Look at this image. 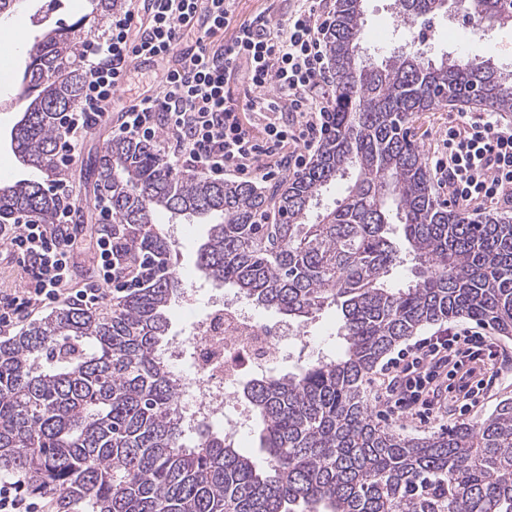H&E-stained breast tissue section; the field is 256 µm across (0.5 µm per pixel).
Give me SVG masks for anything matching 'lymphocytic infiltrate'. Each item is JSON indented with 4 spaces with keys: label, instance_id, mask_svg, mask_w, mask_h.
<instances>
[{
    "label": "lymphocytic infiltrate",
    "instance_id": "1",
    "mask_svg": "<svg viewBox=\"0 0 512 512\" xmlns=\"http://www.w3.org/2000/svg\"><path fill=\"white\" fill-rule=\"evenodd\" d=\"M321 0H297L288 17L232 25L235 0H149L144 11L113 12L106 37L86 45L87 80L78 107L63 113L55 156L69 165L86 125L109 113L114 90L129 85L133 57L151 54L162 73L152 92H142L120 111L112 135L151 144L173 174L216 179L233 172L274 178L306 165L305 149L332 129L331 103L311 91L328 82L323 36L329 20ZM231 29L225 43L211 38ZM195 51L177 54L187 39ZM434 170L451 201L512 207V127L490 113H457L434 153ZM56 221L42 224L26 214L0 225V244L27 275L24 287L0 298V328H13L54 304L69 300L95 306L112 293L136 287L112 224V206L98 196L103 230L96 241L94 281L71 285L77 227L67 184H56ZM512 357L471 328L445 327L401 349L382 368L377 400L386 415L425 422L438 418L448 399L469 412L482 402Z\"/></svg>",
    "mask_w": 512,
    "mask_h": 512
}]
</instances>
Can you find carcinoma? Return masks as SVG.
<instances>
[{
    "instance_id": "cac0c4a2",
    "label": "carcinoma",
    "mask_w": 512,
    "mask_h": 512,
    "mask_svg": "<svg viewBox=\"0 0 512 512\" xmlns=\"http://www.w3.org/2000/svg\"><path fill=\"white\" fill-rule=\"evenodd\" d=\"M364 2L336 0L324 38L332 131L285 188L177 176L153 147L125 139L95 159L128 250L163 262L113 305L68 304L0 341V473L23 477L56 512H512V399L481 423L406 438L374 419L364 390L382 357L428 325L466 318L512 335V222L439 203L406 127L448 106L512 112V74L417 49L371 62ZM466 2L479 21L512 25V0ZM120 6L91 0L92 24ZM396 6L406 22L445 12L442 0ZM85 20L46 31L28 53L10 145L33 175L0 186V224L22 213L55 223L58 120L85 84ZM347 175L343 198L310 217ZM159 212L209 224L198 253L209 280L293 322L340 310V354L243 388L262 464L208 428L184 444L162 356L184 283ZM397 227L414 260L403 286L392 282Z\"/></svg>"
}]
</instances>
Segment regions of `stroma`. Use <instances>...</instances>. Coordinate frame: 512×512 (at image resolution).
Listing matches in <instances>:
<instances>
[{"label": "stroma", "mask_w": 512, "mask_h": 512, "mask_svg": "<svg viewBox=\"0 0 512 512\" xmlns=\"http://www.w3.org/2000/svg\"><path fill=\"white\" fill-rule=\"evenodd\" d=\"M390 3L391 0H366L365 3L366 41L378 55L415 46L433 56L447 53L470 61L490 58L504 66L512 65L511 26L489 29L484 36H474L477 19L461 9L453 11L448 17L438 15L410 25H400L395 21ZM88 7V0H19L16 12L23 18L22 26H15L11 18H2L0 34H7L12 43L22 38L32 43L39 38L44 26L70 25L87 13ZM26 59V54L22 53L11 58L9 67L0 66V173L12 181L25 175L11 150L9 132L23 108L17 98V82ZM111 138V124H92L87 128L73 162L66 169L65 182L76 201V221L81 226L78 235L79 258L73 276L79 286L95 278L93 257L97 215L94 200L98 191L94 180L88 175V166L96 155L101 154L105 143ZM207 230L204 224H188L183 234L172 238L175 267L182 275L185 288L195 291L197 304L201 307L209 298L227 292L226 286L205 279L197 267L198 251L206 239ZM338 327L339 313L332 306L305 324L303 331L312 347L320 349L323 355L333 356L341 350ZM506 398H512V372L498 377L481 406L467 418L450 415L422 423L416 419L394 417L388 419L387 424L402 435L424 437L463 420L470 424L478 423Z\"/></svg>", "instance_id": "35a3bbf8"}]
</instances>
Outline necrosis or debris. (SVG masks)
<instances>
[{
    "label": "necrosis or debris",
    "instance_id": "necrosis-or-debris-1",
    "mask_svg": "<svg viewBox=\"0 0 512 512\" xmlns=\"http://www.w3.org/2000/svg\"><path fill=\"white\" fill-rule=\"evenodd\" d=\"M187 335L170 337L165 358L178 382V406L188 434L215 427L240 447L255 424V412L239 395L243 371L260 375L290 349L305 351L301 327L263 322L239 297L210 301L192 315Z\"/></svg>",
    "mask_w": 512,
    "mask_h": 512
}]
</instances>
